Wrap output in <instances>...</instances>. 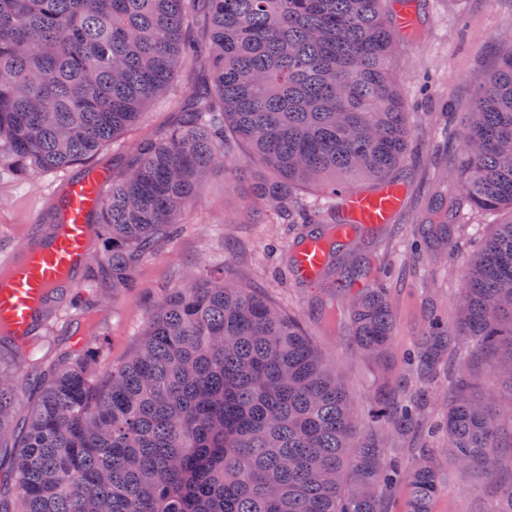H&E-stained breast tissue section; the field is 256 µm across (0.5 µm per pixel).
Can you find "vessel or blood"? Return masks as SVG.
<instances>
[{
    "instance_id": "1",
    "label": "vessel or blood",
    "mask_w": 512,
    "mask_h": 512,
    "mask_svg": "<svg viewBox=\"0 0 512 512\" xmlns=\"http://www.w3.org/2000/svg\"><path fill=\"white\" fill-rule=\"evenodd\" d=\"M106 177L100 170L68 181L64 198L56 205L62 229L55 232L50 225L37 226V234L49 237L46 245L35 249L30 240H23L18 256L6 263V273L0 275V321L8 324L16 344H25L36 335L35 316L55 289L76 288L75 275L87 263V222L100 209V185ZM403 201L404 190L394 183L371 194L353 192L342 197L337 204L338 240L347 243L360 233L391 223ZM292 255L295 279L311 283L327 261L328 248L323 238L313 236L294 248Z\"/></svg>"
}]
</instances>
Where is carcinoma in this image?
I'll use <instances>...</instances> for the list:
<instances>
[{
	"mask_svg": "<svg viewBox=\"0 0 512 512\" xmlns=\"http://www.w3.org/2000/svg\"><path fill=\"white\" fill-rule=\"evenodd\" d=\"M386 0H0V170L17 180L84 165L177 73L203 58L179 121L136 148L101 187L87 265L112 291L199 195L203 176L268 175L249 195L288 214L298 196L340 198L392 182L407 158V112L391 69L400 34ZM467 206L512 214V48L473 94L458 133ZM337 269L336 217L322 230ZM461 317L426 335L475 343L512 387V220L468 262ZM359 351L391 342L390 288L344 295ZM103 344L58 359L14 419L0 367V512H385L404 482L407 512H432L436 461L406 469L385 451L336 368L298 317L229 275L192 272L154 308L131 356L99 376ZM386 428L419 424L414 403L380 408ZM479 373L461 371L448 447L464 468L491 464L500 421Z\"/></svg>",
	"mask_w": 512,
	"mask_h": 512,
	"instance_id": "carcinoma-1",
	"label": "carcinoma"
}]
</instances>
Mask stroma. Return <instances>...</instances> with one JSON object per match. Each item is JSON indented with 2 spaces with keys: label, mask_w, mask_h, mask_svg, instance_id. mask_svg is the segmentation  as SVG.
Masks as SVG:
<instances>
[{
  "label": "stroma",
  "mask_w": 512,
  "mask_h": 512,
  "mask_svg": "<svg viewBox=\"0 0 512 512\" xmlns=\"http://www.w3.org/2000/svg\"><path fill=\"white\" fill-rule=\"evenodd\" d=\"M415 28L401 38L394 61L404 108L409 114L411 151L403 172L407 194L397 221L384 232L353 247L348 262L364 264L369 273L388 267L395 312L394 330L382 359L360 353L348 317L341 314L343 297L330 288H309L293 280L287 252L297 225L276 212L263 222L245 223L241 211L247 201L239 182L223 171L210 172L196 200L185 210L169 238L158 243L139 263L134 285L113 293L105 275L80 276L76 291L88 307L61 304L29 352L13 366L20 403H27L33 380L60 353L73 350L77 340L107 339L102 369L120 364L139 345L154 304L168 288L191 271L229 273L247 288L299 316L309 336L336 366L365 426L376 427L371 416L375 402L386 394L383 380H392L396 395H424V418L433 434H392L388 454L410 466L418 449H433L440 492L433 512H490L501 482L512 479V454L494 456L491 471L461 469L445 436L446 407L456 396L454 365L476 364L485 392L507 402L512 392L494 374L489 360L476 357L472 345L444 352L430 377L409 368L406 351L419 349L432 315L456 320L467 262L496 225L512 219L501 211L464 214L447 227V238L428 258L413 255L430 211L447 205L460 188L454 179L458 164L456 132L468 111L474 88L496 69L512 34V0H416ZM179 115L178 103H150L138 124L103 156L125 163L133 159L136 143L164 129ZM59 180L38 174L20 183L0 176V260L7 246H18L36 212Z\"/></svg>",
  "instance_id": "35a3bbf8"
}]
</instances>
